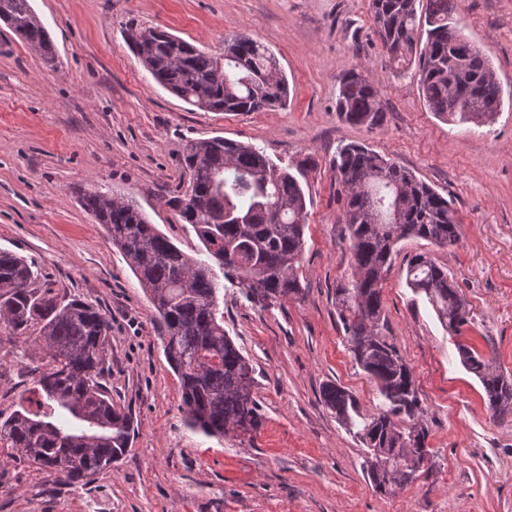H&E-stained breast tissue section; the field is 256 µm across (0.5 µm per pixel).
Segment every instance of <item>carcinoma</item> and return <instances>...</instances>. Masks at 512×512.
Returning a JSON list of instances; mask_svg holds the SVG:
<instances>
[{
	"label": "carcinoma",
	"mask_w": 512,
	"mask_h": 512,
	"mask_svg": "<svg viewBox=\"0 0 512 512\" xmlns=\"http://www.w3.org/2000/svg\"><path fill=\"white\" fill-rule=\"evenodd\" d=\"M373 29L398 76L416 67L417 92L450 124L482 127L500 112L502 88L480 46L453 17L454 0H370ZM0 21L48 63L52 41L31 0H0ZM125 41L162 87L209 112L284 108L288 80L272 50L239 34L224 39V55L201 50L152 26L129 22ZM337 117L373 128L383 121L377 90L352 68L339 80ZM306 157L281 166L264 149L213 136L186 143L180 164L187 189L167 205L190 224L215 265L188 255L158 232L131 199L98 190L81 204L103 225L157 312L165 358L178 376L190 429L210 437L249 434L260 426L253 395L255 369L224 332L219 294L224 282L255 304L299 299L297 274L307 200L297 178ZM343 223L354 261L352 279L336 285V312L356 364L375 382L381 403L373 413L330 383L325 405L366 448L363 468L374 489L394 495L419 478L422 457L433 459L415 375L396 345L383 336L385 273L396 245L419 238L438 248L461 237L452 200L392 159L363 143L336 151ZM407 286L424 294L452 336L473 316L457 281L427 252L407 262ZM37 333L33 388L0 419V448L15 462L55 473L76 485L125 455L130 414L112 403L104 384L111 324L96 307L60 296L39 282L35 264L0 249V331ZM463 367L482 385L487 411L512 416V376L491 369L477 349L456 344Z\"/></svg>",
	"instance_id": "cac0c4a2"
}]
</instances>
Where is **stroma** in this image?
Masks as SVG:
<instances>
[{"label":"stroma","mask_w":512,"mask_h":512,"mask_svg":"<svg viewBox=\"0 0 512 512\" xmlns=\"http://www.w3.org/2000/svg\"><path fill=\"white\" fill-rule=\"evenodd\" d=\"M56 51L32 53L0 22V248L32 260L41 282L99 308L111 322L112 399L135 425L127 453L86 484L0 454V512H512V417L492 418L480 384L428 303L407 288L408 258L429 252L460 286L474 321L466 343L512 374V0H455V18L489 56L503 90L493 124L468 129L430 112L408 70L393 76L373 33L369 0H32ZM164 28L223 52L246 33L278 57L287 108L233 114L193 107L159 86L128 49L126 22ZM362 68L384 112L372 129L336 115L339 80ZM221 135L281 164L308 157L301 299L262 309L224 292V329L253 363L261 423L240 436L190 430L154 309L119 249L81 205L83 191L135 199L152 224L199 260L208 254L165 201L186 185L187 141ZM364 142L448 193L462 237L438 248L401 241L385 276L386 338L416 375L435 454L431 472L394 496L361 469L365 447L322 399L335 383L367 412L380 402L356 365L336 313L351 273L340 145ZM32 347L0 336V414L29 388Z\"/></svg>","instance_id":"obj_1"}]
</instances>
